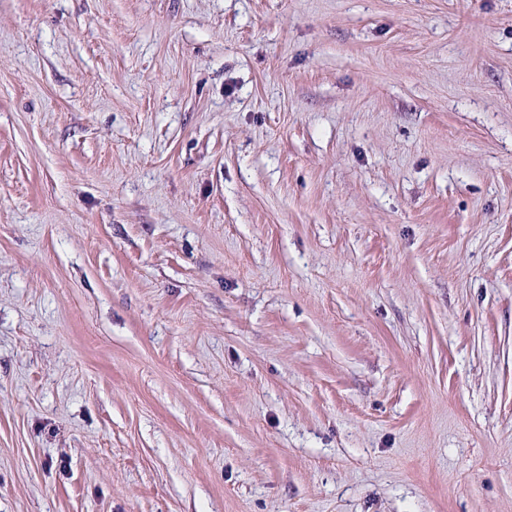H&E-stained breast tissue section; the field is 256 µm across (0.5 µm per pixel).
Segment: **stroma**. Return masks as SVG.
Instances as JSON below:
<instances>
[{"instance_id": "1", "label": "stroma", "mask_w": 512, "mask_h": 512, "mask_svg": "<svg viewBox=\"0 0 512 512\" xmlns=\"http://www.w3.org/2000/svg\"><path fill=\"white\" fill-rule=\"evenodd\" d=\"M0 512H512V0H0Z\"/></svg>"}]
</instances>
